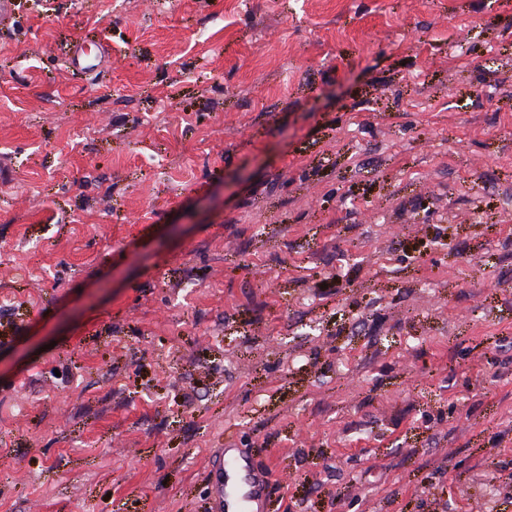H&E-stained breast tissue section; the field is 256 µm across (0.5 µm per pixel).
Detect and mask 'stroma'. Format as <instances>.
<instances>
[{
	"label": "stroma",
	"mask_w": 512,
	"mask_h": 512,
	"mask_svg": "<svg viewBox=\"0 0 512 512\" xmlns=\"http://www.w3.org/2000/svg\"><path fill=\"white\" fill-rule=\"evenodd\" d=\"M1 296L0 512H512V0H15ZM96 47L97 51L92 54L87 47L77 46L67 59L68 66L75 70L95 73L103 67L106 59L109 60L107 45L99 42ZM211 512H268L266 477L236 448H221L206 463Z\"/></svg>",
	"instance_id": "35a3bbf8"
}]
</instances>
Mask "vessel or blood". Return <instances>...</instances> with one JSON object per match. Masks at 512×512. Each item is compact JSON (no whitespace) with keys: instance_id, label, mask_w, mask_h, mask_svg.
<instances>
[{"instance_id":"obj_1","label":"vessel or blood","mask_w":512,"mask_h":512,"mask_svg":"<svg viewBox=\"0 0 512 512\" xmlns=\"http://www.w3.org/2000/svg\"><path fill=\"white\" fill-rule=\"evenodd\" d=\"M109 53L105 43L96 51L76 47L69 55V67L93 73L103 67ZM205 474L210 489V512H269V491L265 476L249 457L234 448H223L210 457Z\"/></svg>"}]
</instances>
